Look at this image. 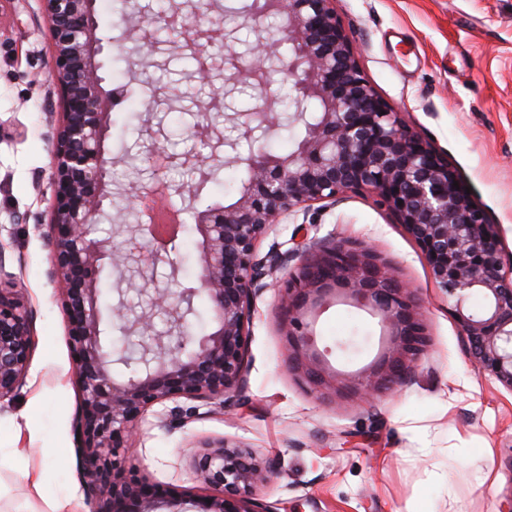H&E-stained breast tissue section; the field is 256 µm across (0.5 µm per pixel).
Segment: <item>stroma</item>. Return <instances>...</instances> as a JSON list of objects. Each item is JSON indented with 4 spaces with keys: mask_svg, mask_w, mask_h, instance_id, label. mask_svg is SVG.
<instances>
[{
    "mask_svg": "<svg viewBox=\"0 0 512 512\" xmlns=\"http://www.w3.org/2000/svg\"><path fill=\"white\" fill-rule=\"evenodd\" d=\"M98 35L121 41L126 52L104 48L106 85L123 81L142 94L132 110L111 111L107 145L112 208L132 206L130 183L150 185L147 149L159 141L168 153L211 154L192 139L202 107L223 89V73L208 84L180 41L141 51L112 0H98ZM336 15L357 52L364 77L406 123L447 159L462 184L500 225L512 250V0H336ZM52 49L40 0L0 6V119L21 125V139L0 140V269L16 277L32 310L34 346L25 385L0 405V446L22 448L24 459L0 462V512L41 507L19 471L44 470L47 493L79 487L72 421L79 403L67 343V320L49 280L44 224L51 210L47 180L58 103L51 94ZM247 144L223 148V184L187 192L191 167L168 169L170 200L184 230L176 250L179 285L200 274L193 209L227 205L247 177L240 157ZM308 237L374 244L397 274L418 292L429 346L407 385L371 401H320L284 367L285 339L275 278L258 295L249 325L247 389L230 408L207 412L180 399L186 418L169 425L164 404L139 423L125 454L150 480L177 492L201 494L193 459L204 439L227 438L279 458L278 476L257 497L278 512H501L512 498V391L469 359L450 304L434 285L415 243L372 194L348 195L336 206L311 208L273 226L260 244L288 250L298 224ZM377 319L337 304L316 326L319 349L333 366L352 371L379 345ZM37 406L40 430L30 434L23 412ZM53 448L59 465L44 456Z\"/></svg>",
    "mask_w": 512,
    "mask_h": 512,
    "instance_id": "35a3bbf8",
    "label": "stroma"
}]
</instances>
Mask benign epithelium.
Returning a JSON list of instances; mask_svg holds the SVG:
<instances>
[{
  "label": "benign epithelium",
  "instance_id": "7a95c632",
  "mask_svg": "<svg viewBox=\"0 0 512 512\" xmlns=\"http://www.w3.org/2000/svg\"><path fill=\"white\" fill-rule=\"evenodd\" d=\"M53 44V80L61 108L51 148L48 184L53 205L45 237L51 251L49 278L68 317V342L76 356L79 407L73 423L79 478L91 512H183L178 501L126 465L121 450L138 434V423L156 404L193 399L224 408L247 387L251 312L263 280L276 281L285 336L288 372L303 379L324 401L368 399L392 391L415 375L426 346L422 306L416 290L402 281L374 246L349 240H308L298 225L295 247L260 255L259 244L272 226L315 204L334 205L350 193L369 192L390 211L421 251L435 286L455 300L452 314L464 336L471 361L512 390V254L504 253L500 226L464 188L448 161L411 130L364 78L351 41L336 18L335 0H255L244 24L257 35L246 54L224 56V81L243 82L261 95L255 112L235 113L231 131L219 133L208 116L220 111L213 98L193 136L216 146L270 135L278 125L275 99L267 93L268 72L293 78L300 119L303 104L317 101L316 120L287 156L257 151L237 162L248 177L230 205L193 211L201 272L195 287L176 296L155 288L152 307L168 317L167 336L154 334L152 317L135 324L148 339L140 357L119 361L135 365L123 380L112 378V352L102 342L105 311L100 275L105 267L123 274L135 260L143 268L167 264L177 237L159 244L143 217L134 233L113 241L94 236L93 226L112 200L110 137L112 91L102 86V52L97 37L96 0H40ZM179 21H174V17ZM164 16L142 11L125 15L126 27L142 35L145 46L160 22L194 46L193 33L208 21L210 45L227 42L222 26L207 13ZM281 19L276 38L266 24ZM289 46V55L280 52ZM148 162L154 181L150 198H170L163 173L177 162L160 145ZM298 261L295 269L289 263ZM474 291L484 294L481 312L464 308ZM205 294L217 329L190 335L187 315L194 298ZM343 301L381 320L382 344L370 363L354 374H340L315 341L318 317ZM32 312L13 278L0 280V403L11 401L26 383L34 345ZM194 460L210 493L194 499L197 512H273L254 497L279 474L278 463L226 438L206 440Z\"/></svg>",
  "mask_w": 512,
  "mask_h": 512
}]
</instances>
